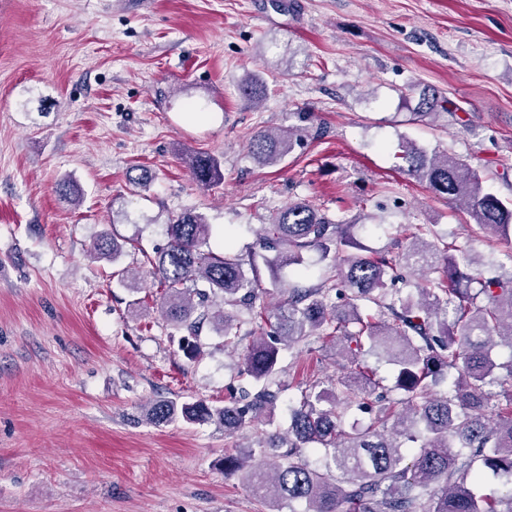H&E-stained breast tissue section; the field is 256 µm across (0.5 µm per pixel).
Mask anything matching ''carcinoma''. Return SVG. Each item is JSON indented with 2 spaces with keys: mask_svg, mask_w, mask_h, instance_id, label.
I'll use <instances>...</instances> for the list:
<instances>
[{
  "mask_svg": "<svg viewBox=\"0 0 512 512\" xmlns=\"http://www.w3.org/2000/svg\"><path fill=\"white\" fill-rule=\"evenodd\" d=\"M244 99L255 104L267 94V82L250 76L241 81ZM438 99L423 93L419 117L437 115ZM304 129H268L249 140L248 154L262 165L286 157L302 140ZM405 171L432 193L459 203L476 226L512 244V201L484 192L478 171L446 153L427 154L402 143ZM189 173L199 185L223 179L220 164L208 153L189 156ZM168 243L155 249L150 275L161 292L158 307L188 335L181 348L188 357L199 350L204 324L238 345L239 322L215 308L216 300L245 305L259 322L261 335L247 346L241 374L257 391L246 402L230 397L222 406L202 400L164 398L145 410L161 425L216 422L228 434L262 422L273 424L279 354L316 336L338 343L345 358L340 375L326 386L301 389L290 406L284 431L264 432L257 446L224 457V470L241 473L243 484L261 499L303 501L304 512H512V391L501 390L504 404L496 417L487 409L496 396L491 387L512 381V358L496 361L492 349L512 351V276L485 277L468 254L448 255L433 224H419L398 253L363 255L349 225L333 223L311 204L298 200L279 211L259 238L263 254L244 259L209 249L211 225L199 213L185 212L166 225ZM123 248L115 233L94 244L100 258H114ZM321 251L331 260L332 275L311 287L280 289L276 307L260 302L258 262L275 273L300 265L303 254ZM418 273L423 282L389 291L394 271ZM202 282L205 288L195 287ZM344 297L341 305L330 295ZM394 302H387V297ZM387 309L392 321H374L371 306ZM374 356L398 367L402 399L381 391L364 358ZM497 369L506 370L501 377ZM448 382V394L433 387ZM367 413L363 424L349 423V411ZM314 450L322 465L311 466ZM493 477L503 492L476 489Z\"/></svg>",
  "mask_w": 512,
  "mask_h": 512,
  "instance_id": "1",
  "label": "carcinoma"
}]
</instances>
